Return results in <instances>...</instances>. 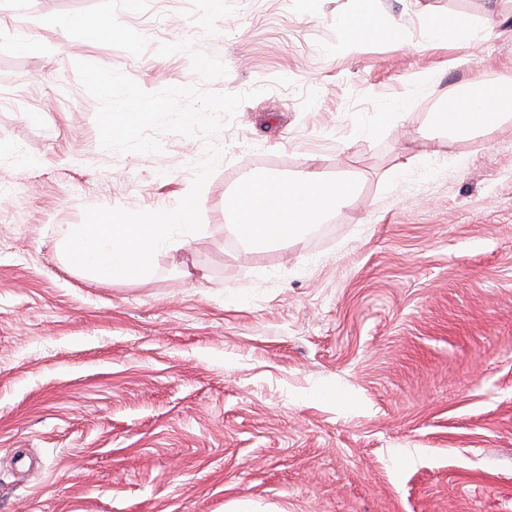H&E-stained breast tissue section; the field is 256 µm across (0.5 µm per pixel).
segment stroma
<instances>
[{"label":"stroma","instance_id":"1","mask_svg":"<svg viewBox=\"0 0 512 512\" xmlns=\"http://www.w3.org/2000/svg\"><path fill=\"white\" fill-rule=\"evenodd\" d=\"M369 3L402 41L340 51L356 0H0V512H512V123L430 128L458 83L512 78V12L477 58L418 41L483 0ZM78 61L258 92L213 138L202 230L141 280L77 268L61 232L174 208L205 141L103 148ZM314 159L352 206L261 249L225 228L240 178ZM72 24L76 27H80L84 36L90 40H98L103 37L112 39L122 33L121 28L112 22L110 24L101 25L92 23L87 19H75Z\"/></svg>","mask_w":512,"mask_h":512}]
</instances>
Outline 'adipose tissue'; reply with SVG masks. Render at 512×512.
Instances as JSON below:
<instances>
[{
    "label": "adipose tissue",
    "mask_w": 512,
    "mask_h": 512,
    "mask_svg": "<svg viewBox=\"0 0 512 512\" xmlns=\"http://www.w3.org/2000/svg\"><path fill=\"white\" fill-rule=\"evenodd\" d=\"M503 0H485L481 16L468 21L428 17L423 28L424 45L440 42H472L476 31L492 35L502 12ZM336 30L340 50L353 51L362 42L381 36L398 37L390 19L354 8L338 14ZM512 80L498 90L474 81L453 91L434 113L432 124L456 139L474 132H488L512 118ZM358 194L354 179L329 175L313 167L288 179L251 175L241 179L224 201V225L254 247L298 237L308 225L319 223L329 213L352 205Z\"/></svg>",
    "instance_id": "1"
}]
</instances>
